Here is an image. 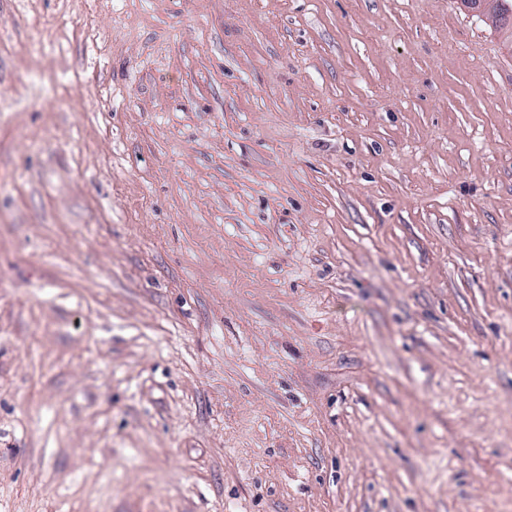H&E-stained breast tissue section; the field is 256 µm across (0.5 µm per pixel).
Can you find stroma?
<instances>
[{
  "instance_id": "1",
  "label": "stroma",
  "mask_w": 512,
  "mask_h": 512,
  "mask_svg": "<svg viewBox=\"0 0 512 512\" xmlns=\"http://www.w3.org/2000/svg\"><path fill=\"white\" fill-rule=\"evenodd\" d=\"M0 512H512V35L0 0Z\"/></svg>"
}]
</instances>
